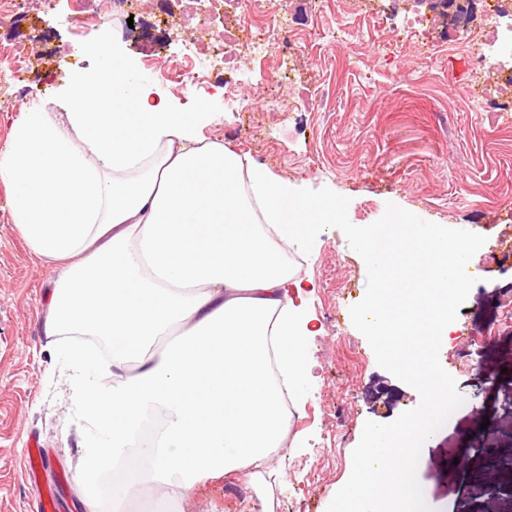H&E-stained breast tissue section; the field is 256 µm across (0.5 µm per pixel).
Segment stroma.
Here are the masks:
<instances>
[{"instance_id": "obj_1", "label": "stroma", "mask_w": 512, "mask_h": 512, "mask_svg": "<svg viewBox=\"0 0 512 512\" xmlns=\"http://www.w3.org/2000/svg\"><path fill=\"white\" fill-rule=\"evenodd\" d=\"M26 53L59 54L70 46L105 45L125 65L150 80L179 105L183 93L164 77L181 58L185 42L170 37L153 66L121 31L74 29L66 0L53 11L40 0H22ZM272 12L287 9L308 38L288 61L293 73L279 91L280 109L266 111L270 78L256 69L238 97L258 111L226 133L223 93L198 91L214 114L205 126L209 139L249 155L296 189L323 187L350 200L348 217L370 224L387 203L437 224L455 225L486 236L475 260L488 259L500 241L512 240V111H485L473 95L480 81L457 49L418 60L422 44L437 31L406 32L402 18L377 19L360 12L357 0H271ZM356 12L361 40L318 39L315 28H335L344 11ZM95 62L58 69H22L23 85L36 88L27 108L50 105L73 78L94 71ZM315 286L311 308L320 332L310 341L313 385L293 414L292 431L302 442L283 448L274 462L265 499L241 480L199 485L188 501L158 490L135 497L125 512H326L352 471V452L366 421L389 423L416 408V389L381 368L366 338L353 326L349 309L366 291L367 268L345 235L328 228L310 254L289 252ZM52 275L31 253L14 227L0 186V512H32L39 492L56 491L58 512H78L85 494L77 473L84 421L74 413L73 393L41 333L45 284ZM489 332L485 322L460 324L451 348L441 349L442 366L466 352L468 367L453 376L464 404L423 445L417 478L430 512H512V488L490 486L482 473L487 441L481 423L499 434L503 470L512 469V350L489 342L471 347L469 336ZM360 361L346 358L347 349ZM46 462L37 480L25 473L31 445ZM467 457L466 468L454 466Z\"/></svg>"}]
</instances>
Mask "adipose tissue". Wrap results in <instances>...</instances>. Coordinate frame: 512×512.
<instances>
[{"mask_svg":"<svg viewBox=\"0 0 512 512\" xmlns=\"http://www.w3.org/2000/svg\"><path fill=\"white\" fill-rule=\"evenodd\" d=\"M74 79L56 112L23 109L0 150L11 220L58 268L44 336H100L103 362L68 344L58 358L95 434L82 445V504L124 499L148 481L192 497L206 481L243 479L257 497L291 431L284 398L311 383L308 277L288 250L308 245L335 205L306 200L249 157L208 140L205 106L186 111L108 50ZM180 333L177 345L161 337ZM166 427L120 487L93 482L127 451L144 411Z\"/></svg>","mask_w":512,"mask_h":512,"instance_id":"1","label":"adipose tissue"}]
</instances>
